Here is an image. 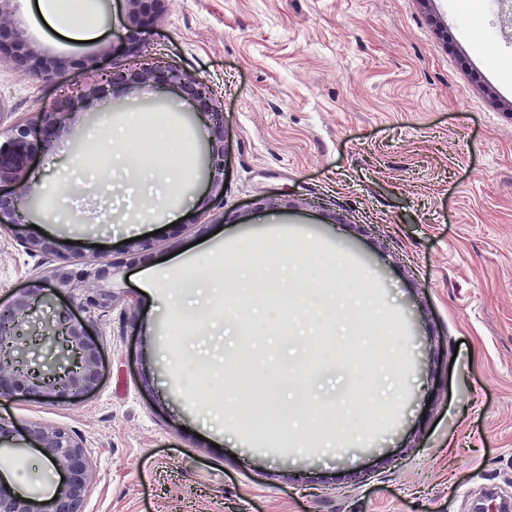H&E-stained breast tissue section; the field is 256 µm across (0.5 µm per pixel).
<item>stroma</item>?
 I'll return each mask as SVG.
<instances>
[{"label": "stroma", "mask_w": 512, "mask_h": 512, "mask_svg": "<svg viewBox=\"0 0 512 512\" xmlns=\"http://www.w3.org/2000/svg\"><path fill=\"white\" fill-rule=\"evenodd\" d=\"M89 38L50 28L38 0H15L28 36L74 61L99 55L105 70L162 63L201 80L224 114V170L208 153L202 119L177 126L194 106L166 85L107 83L66 129L27 162L39 209L17 207L40 238L65 254L112 261L109 309L92 313L96 388L78 399H0L11 434L0 441V482L51 501L59 470L31 440L30 424L68 431L85 447L96 483L84 512H502L512 505V76L501 72L493 33L479 35L462 0H167L125 55L126 6L104 0ZM72 71L37 82L0 63V134L65 104ZM157 101L158 149L185 139L196 164L158 176L128 156L110 170L79 167L88 140L120 147L142 101ZM111 182L109 192L98 186ZM112 223H105V213ZM147 234L150 247H131ZM282 234L286 259L264 263L258 281L292 288L286 268L316 254L348 260L364 296L309 297L301 310L259 309L237 280L219 294L181 288L168 273L156 291L143 276L161 258L220 257L234 269L239 244ZM207 238L203 253L199 238ZM0 225V302L56 264ZM65 297L44 289L24 337L26 365L57 362L39 343ZM205 312L192 335L172 336L184 309ZM324 328L371 322L404 341L401 380L365 445L267 447L246 425L217 433L215 416L245 394L226 377L255 320ZM278 404L306 419L335 415L311 395L343 393L335 372L313 391L289 384L280 352L253 351ZM207 381L195 383L199 368Z\"/></svg>", "instance_id": "1"}]
</instances>
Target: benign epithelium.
<instances>
[{"label":"benign epithelium","mask_w":512,"mask_h":512,"mask_svg":"<svg viewBox=\"0 0 512 512\" xmlns=\"http://www.w3.org/2000/svg\"><path fill=\"white\" fill-rule=\"evenodd\" d=\"M0 0V61L12 64L16 69L36 81H50L66 69L74 70L71 100H80L89 91L81 74L93 69L98 56L92 55L79 62L32 43L24 29L15 20L10 3ZM128 18V48L132 54L139 53L137 34L154 25L163 13L166 0H125ZM157 80L194 101L210 121L212 154L224 155V121L207 96L205 87L197 79L175 69H145L139 81ZM66 113L60 110L42 112L35 123L16 124L8 134L0 137V184L15 187L18 200H32L35 193L21 192L25 186L24 169L20 166H3V157L30 156L33 150L31 138L44 142L55 137L65 123ZM112 269V262L102 260L96 267L76 271L72 263L48 267L38 273L36 282L48 283L68 297L72 308L91 313L112 306V294L99 285ZM31 290L21 291L6 307L0 308V337L21 338L22 325L26 321L33 302ZM71 345L77 367L52 375H34L23 368V345H18L13 358L0 360V396L37 394L46 398H76L92 390L98 381L97 347L88 338L86 324L65 313L57 324L47 326L41 336L42 346L50 351L61 347V337ZM29 434L36 446L54 463L62 473L53 499L38 503L35 497L15 495L0 485V512H83L90 495L95 474L83 445L66 430L57 427L34 425Z\"/></svg>","instance_id":"7a95c632"}]
</instances>
